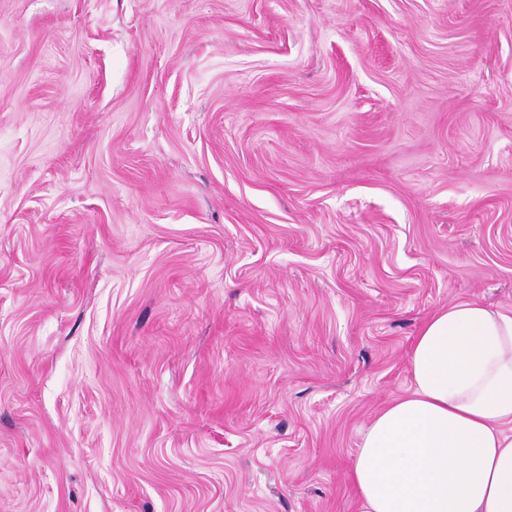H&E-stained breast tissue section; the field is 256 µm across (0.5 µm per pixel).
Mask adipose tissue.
<instances>
[{"instance_id":"1","label":"adipose tissue","mask_w":512,"mask_h":512,"mask_svg":"<svg viewBox=\"0 0 512 512\" xmlns=\"http://www.w3.org/2000/svg\"><path fill=\"white\" fill-rule=\"evenodd\" d=\"M408 395L350 472L359 512H512V309L461 301L414 337Z\"/></svg>"}]
</instances>
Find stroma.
I'll return each mask as SVG.
<instances>
[{
  "label": "stroma",
  "instance_id": "stroma-1",
  "mask_svg": "<svg viewBox=\"0 0 512 512\" xmlns=\"http://www.w3.org/2000/svg\"><path fill=\"white\" fill-rule=\"evenodd\" d=\"M471 300L512 309V0H0V512H357Z\"/></svg>",
  "mask_w": 512,
  "mask_h": 512
}]
</instances>
